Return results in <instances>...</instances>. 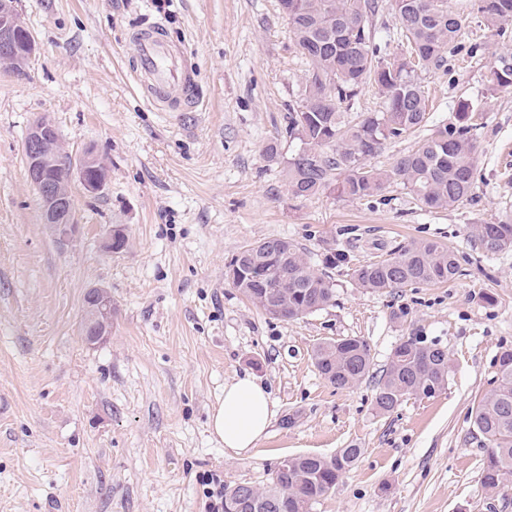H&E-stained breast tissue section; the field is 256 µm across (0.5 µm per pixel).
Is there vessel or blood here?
Masks as SVG:
<instances>
[{"mask_svg":"<svg viewBox=\"0 0 512 512\" xmlns=\"http://www.w3.org/2000/svg\"><path fill=\"white\" fill-rule=\"evenodd\" d=\"M132 76L143 98L158 110L170 112L192 106L196 100L197 75L188 63L183 46L169 41L163 26L134 31Z\"/></svg>","mask_w":512,"mask_h":512,"instance_id":"obj_1","label":"vessel or blood"}]
</instances>
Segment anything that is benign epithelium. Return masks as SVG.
<instances>
[{
  "label": "benign epithelium",
  "instance_id": "7a95c632",
  "mask_svg": "<svg viewBox=\"0 0 512 512\" xmlns=\"http://www.w3.org/2000/svg\"><path fill=\"white\" fill-rule=\"evenodd\" d=\"M32 35L20 23L15 0H0V59L21 62L34 50ZM57 139L55 127L46 120L32 124L26 135L27 180L43 204L44 223L52 229L61 243L69 241L78 224L70 211V198L62 185L78 182L85 194L102 193L108 179L104 160L90 152L72 160L51 157L45 146ZM112 326V297L103 288L91 290L85 305L81 332L85 342L96 346L107 340Z\"/></svg>",
  "mask_w": 512,
  "mask_h": 512
}]
</instances>
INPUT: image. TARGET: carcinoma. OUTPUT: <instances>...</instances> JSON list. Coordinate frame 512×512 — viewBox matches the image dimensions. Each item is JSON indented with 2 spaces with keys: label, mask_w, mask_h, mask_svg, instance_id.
Instances as JSON below:
<instances>
[{
  "label": "carcinoma",
  "mask_w": 512,
  "mask_h": 512,
  "mask_svg": "<svg viewBox=\"0 0 512 512\" xmlns=\"http://www.w3.org/2000/svg\"><path fill=\"white\" fill-rule=\"evenodd\" d=\"M288 13L290 33L307 63L302 98L288 109V132L300 141L288 158L283 177L295 198L328 192L345 200H362L383 193L394 182L426 209L462 205L475 185L477 113L463 100L457 120L400 156L389 170L367 164L385 143L420 126L427 99L421 74L446 62L448 48L464 47L465 12L448 9V0H387L397 19L393 41L407 46L399 58L382 53L373 17L382 0H280ZM465 8L477 12L479 23L497 32L512 21V0H471ZM374 82L384 97L378 112H365L347 124L342 105L359 89ZM500 87L512 85V63L503 59L491 72ZM470 237L488 253L512 249V223L470 225ZM347 260L328 243L326 268ZM459 272L455 256L433 241H418L379 260L353 269L356 285L384 293L414 285L445 283ZM227 278L250 302L265 311L283 310L290 320L329 305L334 296L330 276L318 273L305 252L287 238H273L243 247L227 265ZM319 373L338 389L369 376L368 343L357 337L324 341L312 350ZM447 351L434 341L409 337L393 350L390 363L376 382L375 405L390 413L410 396L431 397L448 381ZM495 386L477 403L473 432L485 449L482 484L490 490L512 482V350L496 363ZM361 449H340L333 456L301 455L288 473L273 472L272 488L262 496L257 512H311L313 504L336 489L341 477L358 461Z\"/></svg>",
  "instance_id": "carcinoma-1"
}]
</instances>
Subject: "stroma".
Segmentation results:
<instances>
[{
    "mask_svg": "<svg viewBox=\"0 0 512 512\" xmlns=\"http://www.w3.org/2000/svg\"><path fill=\"white\" fill-rule=\"evenodd\" d=\"M35 50L22 72L0 64V512H206L210 475L264 489L283 458L362 454L312 512H512V485L481 483L483 449L472 410L512 349V251L491 254L473 224L512 221V86L490 74L512 55L501 33L469 18L477 45L424 74L425 123L390 140L371 167L455 122L460 100L484 114L468 201L421 208L402 184L346 201L293 198L282 168L299 147L288 108L306 65L279 0H16ZM163 23L197 70L193 108L147 104L129 72L131 31ZM46 119L63 152L108 166L102 194L73 185L76 238L59 245L27 180L24 143ZM278 156L268 160L266 148ZM128 242L109 252L111 226ZM287 238L319 264L324 241L347 263L315 313L269 318L226 278L247 244ZM431 240L460 266L446 283L374 293L352 269ZM93 287L112 296V333L88 346L80 329ZM405 317H397L398 308ZM411 336L451 359L444 388L375 408L376 378ZM368 342L372 375L339 389L316 370L326 340ZM251 375L270 393L269 437L225 454L208 428L224 385Z\"/></svg>",
    "mask_w": 512,
    "mask_h": 512,
    "instance_id": "obj_1",
    "label": "stroma"
}]
</instances>
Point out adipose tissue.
I'll list each match as a JSON object with an SVG mask.
<instances>
[{"mask_svg":"<svg viewBox=\"0 0 512 512\" xmlns=\"http://www.w3.org/2000/svg\"><path fill=\"white\" fill-rule=\"evenodd\" d=\"M272 418L267 391L246 376L225 384L224 399L211 411L208 426L225 452L240 455L268 437Z\"/></svg>","mask_w":512,"mask_h":512,"instance_id":"adipose-tissue-1","label":"adipose tissue"}]
</instances>
